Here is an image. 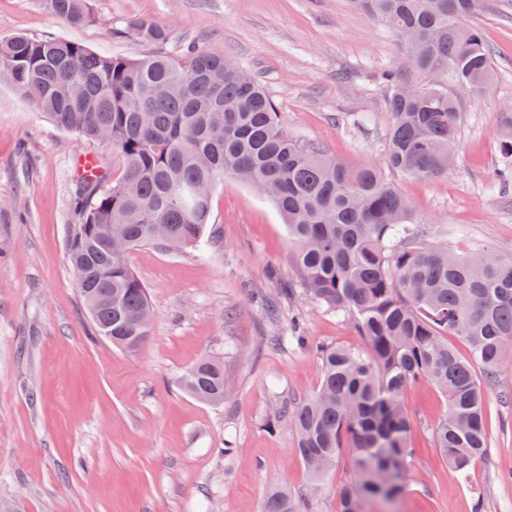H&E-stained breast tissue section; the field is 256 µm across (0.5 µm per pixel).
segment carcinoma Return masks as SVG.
I'll use <instances>...</instances> for the list:
<instances>
[{"label":"carcinoma","mask_w":512,"mask_h":512,"mask_svg":"<svg viewBox=\"0 0 512 512\" xmlns=\"http://www.w3.org/2000/svg\"><path fill=\"white\" fill-rule=\"evenodd\" d=\"M405 51L410 69L388 75L392 123L383 164L352 166L294 140L274 99L239 66L192 46L181 55L141 59L102 55L61 37L0 40L7 80L57 127L98 140L124 159L122 176L83 179L81 222L69 235L79 291L97 334L128 353L150 335L148 291L127 252L154 244L199 246L208 233L212 193L235 180L270 191L291 241L297 282L318 305L351 320L365 347L319 350L314 394L283 404L270 425L294 429L311 491L352 454L353 476L338 512H365L369 499H396L415 455L408 386L426 379L445 396L435 433L451 471L467 472L487 448L489 385L512 351V256L475 255L425 242L396 172L434 180L455 159L464 106L454 93L491 88L494 63L482 33L463 23L478 0H350ZM70 26L93 21L89 0H44ZM127 32L153 43L165 26L131 20ZM501 173L512 175V115L499 132ZM463 338L460 358L448 336ZM480 368L483 379L475 375ZM198 400L224 401V359L199 360L180 380ZM288 488H270L262 512H298Z\"/></svg>","instance_id":"carcinoma-1"}]
</instances>
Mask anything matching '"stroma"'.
Instances as JSON below:
<instances>
[{
	"label": "stroma",
	"mask_w": 512,
	"mask_h": 512,
	"mask_svg": "<svg viewBox=\"0 0 512 512\" xmlns=\"http://www.w3.org/2000/svg\"><path fill=\"white\" fill-rule=\"evenodd\" d=\"M93 22L71 27L43 0H0V39L59 36L103 55H178L188 45L229 57L264 85L288 133L350 164L381 163L391 122L384 73L406 60L386 28L348 0H90ZM146 18L164 43L123 33ZM495 63L489 94L464 93L453 165L433 181L393 174L428 240L475 253L512 254V182L496 176V132L512 106V0H479L465 19ZM96 156L108 179L122 157L56 127L0 81V512H261L270 486L288 485L300 512H337L352 477L342 456L319 492L293 432L269 426L273 410L309 397L323 346L358 348L348 319L308 300L296 284L287 229L269 198L218 185L206 252L155 245L130 250L153 310L136 353L97 337L68 250L80 185L76 160ZM265 295L276 309L264 315ZM301 317L304 346H273ZM220 354L230 378L223 404L180 387L198 360ZM416 457L406 489L366 512H512V366L490 386L489 447L467 477L434 446L447 401L410 384ZM233 457H225V442Z\"/></svg>",
	"instance_id": "1"
}]
</instances>
